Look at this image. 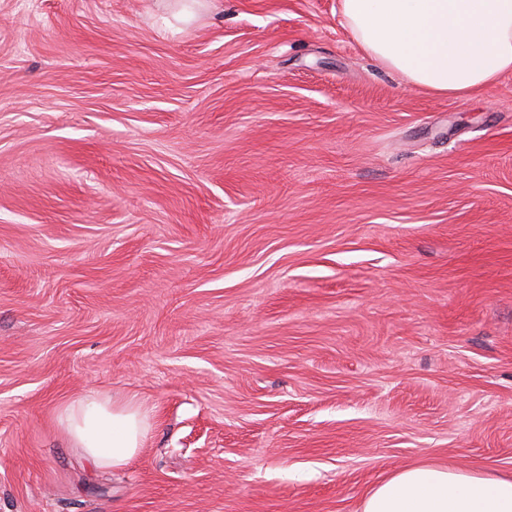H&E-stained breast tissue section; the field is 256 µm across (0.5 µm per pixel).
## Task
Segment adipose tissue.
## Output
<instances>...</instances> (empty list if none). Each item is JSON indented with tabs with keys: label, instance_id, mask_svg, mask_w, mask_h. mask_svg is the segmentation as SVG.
Listing matches in <instances>:
<instances>
[{
	"label": "adipose tissue",
	"instance_id": "obj_1",
	"mask_svg": "<svg viewBox=\"0 0 512 512\" xmlns=\"http://www.w3.org/2000/svg\"><path fill=\"white\" fill-rule=\"evenodd\" d=\"M341 16L363 52L428 93L467 96L512 73V0H341ZM59 422L99 468L125 467L150 429L135 399L96 393ZM362 512H512V478L410 466L370 490Z\"/></svg>",
	"mask_w": 512,
	"mask_h": 512
}]
</instances>
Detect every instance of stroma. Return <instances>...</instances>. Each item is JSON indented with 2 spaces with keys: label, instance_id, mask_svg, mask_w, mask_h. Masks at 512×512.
Instances as JSON below:
<instances>
[{
  "label": "stroma",
  "instance_id": "35a3bbf8",
  "mask_svg": "<svg viewBox=\"0 0 512 512\" xmlns=\"http://www.w3.org/2000/svg\"><path fill=\"white\" fill-rule=\"evenodd\" d=\"M150 411L95 468L89 393ZM512 476V73L420 91L340 0H0V512H362ZM164 10L177 22H188L202 12L213 0H161ZM59 422L98 468L125 467L143 447L149 416L134 398L116 400L93 393L66 405ZM362 512H512V478L410 466L370 490Z\"/></svg>",
  "mask_w": 512,
  "mask_h": 512
}]
</instances>
